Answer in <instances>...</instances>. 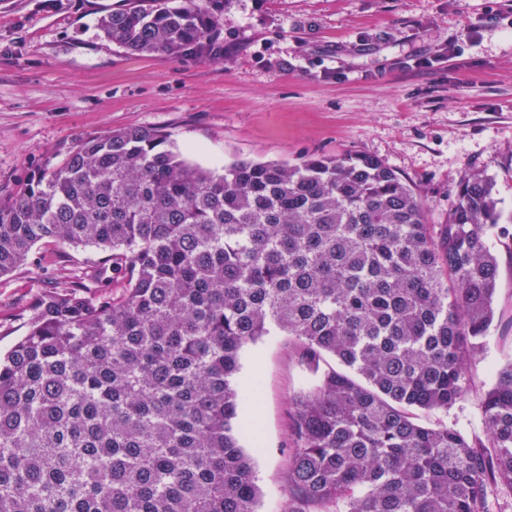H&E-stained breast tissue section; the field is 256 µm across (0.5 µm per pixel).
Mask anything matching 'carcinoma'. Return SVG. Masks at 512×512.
Wrapping results in <instances>:
<instances>
[{"label":"carcinoma","mask_w":512,"mask_h":512,"mask_svg":"<svg viewBox=\"0 0 512 512\" xmlns=\"http://www.w3.org/2000/svg\"><path fill=\"white\" fill-rule=\"evenodd\" d=\"M127 51L209 60L195 0L100 17ZM148 126L81 140L0 200V277L44 243L108 252L90 295L66 277L0 360V512H258L237 424L242 348L276 330L320 372L289 399L288 486L336 512H492L512 491V359L479 404L485 440L427 424L466 391L493 326L494 232L476 170L429 224L380 159L193 165ZM326 357L344 370L320 371Z\"/></svg>","instance_id":"carcinoma-1"}]
</instances>
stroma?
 Returning a JSON list of instances; mask_svg holds the SVG:
<instances>
[{
  "label": "stroma",
  "mask_w": 512,
  "mask_h": 512,
  "mask_svg": "<svg viewBox=\"0 0 512 512\" xmlns=\"http://www.w3.org/2000/svg\"><path fill=\"white\" fill-rule=\"evenodd\" d=\"M126 0H0V199L82 139L151 126L192 164H295L368 153L444 224L460 180L481 170L512 215V0H229L224 56L139 55L104 38L100 16ZM0 278V353L27 331L36 300L64 276L93 280L104 254L52 245ZM495 319L468 367L467 392L432 422L483 435L479 402L512 358V249L498 250ZM240 407L259 443L260 512H288L293 394L317 375L287 336L241 351Z\"/></svg>",
  "instance_id": "1"
}]
</instances>
